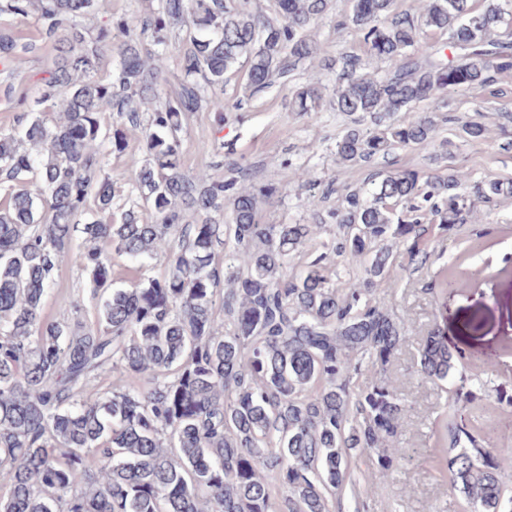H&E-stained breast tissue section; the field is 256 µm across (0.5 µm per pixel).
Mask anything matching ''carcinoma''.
<instances>
[{
	"label": "carcinoma",
	"mask_w": 512,
	"mask_h": 512,
	"mask_svg": "<svg viewBox=\"0 0 512 512\" xmlns=\"http://www.w3.org/2000/svg\"><path fill=\"white\" fill-rule=\"evenodd\" d=\"M93 0H5L1 11H36L44 39L59 53L41 79L36 105L59 102L51 123L30 109L0 132V512H336L356 454L376 458L378 472L402 465L396 441L406 406L384 378L356 385L362 367L386 371L407 339L403 325L371 289L396 267L430 258L428 205L447 231L477 209L512 196V183L469 184L456 166L448 176L382 170L370 189L346 187L324 251L291 275L288 258L322 228L318 200L296 224H267L259 199L279 188H237L233 177L181 169L183 115L204 106L223 114L224 98L207 89L246 68V89L286 81L316 57L310 30L328 0H275V17L235 0H161L142 19L118 18L86 44L77 19ZM343 24L363 35L366 53L384 63L365 72L363 58L342 52L328 62L329 94L299 88L291 112H339L351 119L336 139V165L369 164L397 150L434 142L437 113L421 104L471 89L507 95L512 71V0H425L418 14L397 0H349ZM185 31L190 50L172 88L147 61L169 33ZM121 35L120 62L97 77L101 50ZM17 44L0 35V64L20 63ZM119 123L104 128L100 114ZM402 118L391 121V116ZM370 121L375 131L364 133ZM141 132L148 159L134 172L138 193L112 222V181L105 159ZM465 122L460 137L487 138ZM105 152L94 151L95 143ZM93 199L100 214L78 222ZM230 205L232 223L220 222ZM149 208L144 223L136 208ZM82 238L83 245L74 247ZM142 269L165 258V272L130 288L114 287L103 245ZM224 248V265L216 261ZM88 276L99 303L97 326L75 305L43 315L64 256ZM367 258L363 274L338 288L330 268ZM425 379L456 375L448 336L434 325L422 347ZM112 375V387L90 383ZM475 385L463 375L450 394L454 409L431 449L471 512H512L503 486L512 447L490 446L475 425Z\"/></svg>",
	"instance_id": "cac0c4a2"
}]
</instances>
